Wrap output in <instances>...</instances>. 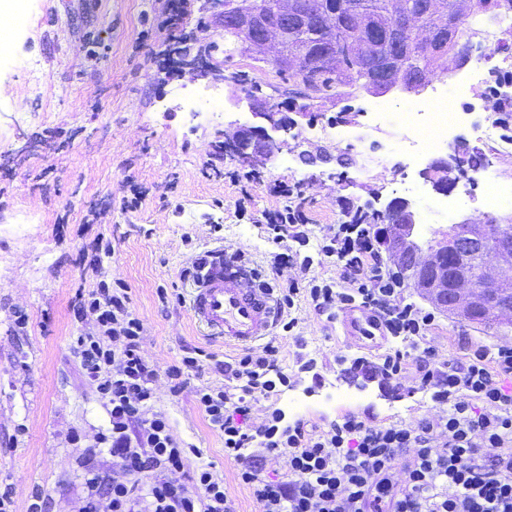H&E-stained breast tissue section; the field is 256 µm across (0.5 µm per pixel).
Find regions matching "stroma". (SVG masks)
<instances>
[{"mask_svg":"<svg viewBox=\"0 0 512 512\" xmlns=\"http://www.w3.org/2000/svg\"><path fill=\"white\" fill-rule=\"evenodd\" d=\"M6 2L22 16L0 45V495L9 512H29L37 498L44 512H84L83 461L110 415L82 365L80 341L100 328L81 301L100 282L118 280L143 324L138 352L155 372L145 413H164L173 439L188 450L178 481L210 466L237 512H258L224 457L223 437L196 402L198 387L223 385L224 364L237 349L193 321V261L221 249L267 275L273 253L292 245L269 241L260 222L263 212L281 205L267 189L275 179L306 185L305 252L314 258L312 275L327 281L335 279L336 266L317 250L342 221L337 197L377 209L395 197L411 200L421 243L478 217L468 206L438 216L425 212L435 191L422 172L464 151L490 162L472 133L473 124L492 117L488 87L476 84L458 98L464 115L452 145L416 160L400 148L398 125L377 124L370 109L400 113L426 104L423 93L373 96L355 89L313 99L275 165L259 167L260 181L243 187L228 174L248 170V163L228 155L222 170L207 173L206 151L223 147L229 122H252L249 99L268 98L292 112L288 91L300 79L277 74L259 54L228 56L220 48L214 65L247 72L249 82L229 84L179 68L180 46L224 41L210 0H191L172 41L160 28L169 0ZM205 86L221 89V105L214 115H192L189 98ZM327 124L334 139L316 135ZM135 186L145 197L130 211L124 201ZM27 213L35 223H23ZM291 314L298 320L294 335L277 328L271 336L280 365L293 370L297 348H305L318 362L322 384L308 394L307 378L277 402H256L254 419L272 404L313 421L355 411L410 423L427 412L418 397L392 402L349 387L336 358L356 348L338 321L302 298ZM462 336L487 344L512 340V326L488 329L438 312L431 343L441 358L461 357ZM194 348L206 354L203 369L173 392L168 372Z\"/></svg>","mask_w":512,"mask_h":512,"instance_id":"obj_1","label":"stroma"}]
</instances>
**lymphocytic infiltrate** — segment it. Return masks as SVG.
Returning a JSON list of instances; mask_svg holds the SVG:
<instances>
[{"label":"lymphocytic infiltrate","mask_w":512,"mask_h":512,"mask_svg":"<svg viewBox=\"0 0 512 512\" xmlns=\"http://www.w3.org/2000/svg\"><path fill=\"white\" fill-rule=\"evenodd\" d=\"M268 190L285 200L263 214L272 241L305 243L302 183L276 181ZM337 206L343 222L320 249L335 259L336 280L311 277L313 260L300 252L277 254L272 274L285 266L297 272L279 303L290 310L301 296L320 313L351 306L370 312L390 345L337 357L341 375L362 389L377 384L394 399L422 395L431 411L408 424L353 412L318 424L274 408L254 422L253 402L295 382L280 367L276 346L245 348L225 363L224 385L195 392L224 439L225 459L259 512H512V343L471 341L462 358H439L429 341L436 315L409 300L401 272L384 257L385 225L356 223L360 207L348 198ZM86 305L101 334L85 340L83 366L111 417L98 442L124 477L105 483L89 452L85 512H100L104 497L109 512H236L209 467L193 472L189 485L173 481L187 451L172 439L164 414L144 415L153 372L137 352L142 323L127 309L123 286L102 289ZM270 461L278 478L264 474ZM151 470L155 478L143 484Z\"/></svg>","instance_id":"f902f5d3"}]
</instances>
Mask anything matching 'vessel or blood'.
<instances>
[{
  "label": "vessel or blood",
  "mask_w": 512,
  "mask_h": 512,
  "mask_svg": "<svg viewBox=\"0 0 512 512\" xmlns=\"http://www.w3.org/2000/svg\"><path fill=\"white\" fill-rule=\"evenodd\" d=\"M192 316L211 335L236 346L268 336L278 318L273 287L246 265L225 259L222 251L201 255L194 265ZM343 334L358 347L380 344L383 332L374 317L359 307L342 311Z\"/></svg>",
  "instance_id": "vessel-or-blood-1"
}]
</instances>
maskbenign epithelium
<instances>
[{"label": "benign epithelium", "mask_w": 512, "mask_h": 512, "mask_svg": "<svg viewBox=\"0 0 512 512\" xmlns=\"http://www.w3.org/2000/svg\"><path fill=\"white\" fill-rule=\"evenodd\" d=\"M213 4L220 24L231 21L237 25L245 44L259 40L278 47L288 37L289 20L312 6L310 0H285L278 21L258 28L251 18V0H213ZM465 20L464 11L448 13V42L438 47L431 42L429 28L412 15L394 17L393 28L409 31L411 45L419 47V54L451 59L452 46L459 41ZM413 84L408 67L402 65L388 73L367 75L363 89L383 96L396 88L410 92ZM250 110L261 123L236 127L235 138L224 142V151L242 161L272 165L284 136L295 128V122L288 113L266 102L255 100L250 103ZM445 172L446 164L437 160L423 176L431 180L437 192L446 194L452 190L454 181ZM385 210L389 214L390 234L398 241L393 252L410 250V284L425 300L450 316L468 321L491 316L503 324H512V289L508 288L512 283V234L504 233L505 225L495 219L467 220L451 225L447 236L434 237L422 246L414 239L417 213L408 200L395 198L386 204Z\"/></svg>", "instance_id": "benign-epithelium-1"}]
</instances>
